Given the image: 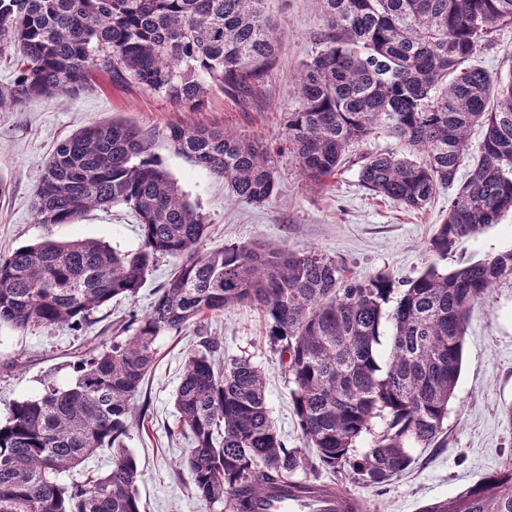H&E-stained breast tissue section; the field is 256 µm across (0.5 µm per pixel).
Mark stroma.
<instances>
[{"mask_svg":"<svg viewBox=\"0 0 512 512\" xmlns=\"http://www.w3.org/2000/svg\"><path fill=\"white\" fill-rule=\"evenodd\" d=\"M282 25V49L257 104L213 95L199 112L135 89L112 86L96 76L78 97L54 102L34 99L0 111V177L8 190L0 197V255L45 239H97L114 249H137L138 220L125 206L88 212L73 224H39L32 203L41 165L56 144L81 127L119 118L155 133L154 153L208 223L203 249L261 240L302 254L316 251L342 264L354 276H386L394 285L416 279L430 264L455 268L460 259H481L512 248V213L480 234L463 240L455 255L438 258L429 243L448 214L453 192L442 186L420 210L373 195L358 177L360 164L374 154H403L405 146L387 128L352 144L344 166L314 185L299 173L288 153L279 152L286 112L299 105L297 75L316 48L323 28L320 0H274ZM473 62L490 73L512 74V25L491 33ZM174 124L226 129L262 140L276 150L277 193L269 205L234 200L222 179L177 155L163 139ZM173 259L150 266L145 283L132 300L101 307L97 322L77 333L66 326L19 331L0 327V420L13 402L41 395L47 384L64 387L76 377L69 351L73 346L110 337L130 313H144L155 291L167 280ZM223 339L225 358L245 357L266 380L270 416L288 447H302V432L290 398L292 384L266 334L261 312L249 306L225 308L179 335L158 336L156 360L142 386L138 404L145 410L126 447L142 473L138 493L142 512H223L194 493L182 464L191 446L179 434L172 397L191 349L203 336ZM512 404V277L491 288L472 309L463 350L456 397L438 438L413 449V464L392 478L385 491L348 480L346 473L318 470L317 478L364 499L369 512H420L428 503L447 499L500 468L512 457V429L502 410Z\"/></svg>","mask_w":512,"mask_h":512,"instance_id":"35a3bbf8","label":"stroma"}]
</instances>
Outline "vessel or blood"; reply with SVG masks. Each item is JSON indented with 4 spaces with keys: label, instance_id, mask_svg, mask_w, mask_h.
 <instances>
[{
    "label": "vessel or blood",
    "instance_id": "1",
    "mask_svg": "<svg viewBox=\"0 0 512 512\" xmlns=\"http://www.w3.org/2000/svg\"><path fill=\"white\" fill-rule=\"evenodd\" d=\"M359 497L334 492L300 494L292 489L265 491L257 505L258 512H366Z\"/></svg>",
    "mask_w": 512,
    "mask_h": 512
}]
</instances>
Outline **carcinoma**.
<instances>
[{"label":"carcinoma","mask_w":512,"mask_h":512,"mask_svg":"<svg viewBox=\"0 0 512 512\" xmlns=\"http://www.w3.org/2000/svg\"><path fill=\"white\" fill-rule=\"evenodd\" d=\"M321 2L319 48L301 68L300 104L284 118L288 153L317 184L341 168L350 143L387 123L422 159L369 156L359 180L417 210L439 187L458 186L430 243L444 258L512 211V76L469 64L495 27L512 24V0ZM280 34L271 0H0V55L13 51L15 65L11 83L0 85V110L75 97L95 73L187 112L201 111L217 91L248 104L262 95ZM475 125L485 129L480 155L459 185ZM166 140L224 179L235 199L264 206L274 197V156L259 139L175 125ZM152 149L153 138L126 121L87 125L56 146L35 189L38 224L130 208L141 225L137 249L44 241L0 258V326L75 332L113 299L136 296L159 257L180 259L143 315H130L112 341L73 351L70 386L11 406L0 423V512H141L140 472L123 438L155 341L231 306L262 312L291 376L305 448H287L278 433L262 372L245 358L221 360L222 339L203 336L174 398L192 440L184 466L199 499L255 512L271 485L328 490L297 479L306 468H343L368 486L407 470L412 449L429 447L442 431L470 311L512 276V249L446 273L432 265L395 300L387 278L359 279L316 251L252 241L203 252L205 218ZM375 418L385 429L352 454ZM104 448L113 450L107 472L59 481ZM421 512H512V460Z\"/></svg>","instance_id":"1"}]
</instances>
